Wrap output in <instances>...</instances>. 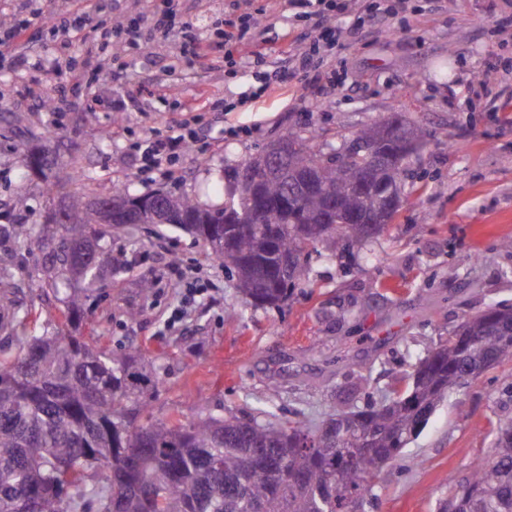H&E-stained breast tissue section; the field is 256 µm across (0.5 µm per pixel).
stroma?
<instances>
[{
  "instance_id": "stroma-1",
  "label": "stroma",
  "mask_w": 512,
  "mask_h": 512,
  "mask_svg": "<svg viewBox=\"0 0 512 512\" xmlns=\"http://www.w3.org/2000/svg\"><path fill=\"white\" fill-rule=\"evenodd\" d=\"M276 2L253 0L265 14L229 61L212 0H181L184 19L209 34L208 58L178 61L179 38L157 39L121 56L124 79L114 85H86L113 60L109 31L124 20L147 22L159 0H119L92 15L70 65L32 72L0 59V224L46 223L62 194L21 165L36 137L59 163L89 172L98 196L121 183L211 205L229 198L227 171L288 131H317L327 153L395 114L424 131L395 221L366 244L309 253L305 282L277 307L244 305L235 279L182 229L113 227L112 274L88 298L77 333L139 353L159 379L152 408L160 418L272 410L316 426L334 410L390 397L465 317L512 306V251L500 246L512 239V0H346L333 45L303 17L275 19ZM287 27L333 89L321 93L292 72L281 91L252 99L265 68L251 51L275 60ZM224 100L236 105L231 116L209 108ZM189 102L199 107L205 149L175 160L177 177L141 171L130 143L166 133ZM4 258L18 287L11 295L0 289V326L18 305L29 310V334L60 325L59 303L34 299L28 287L40 250L16 254L1 243ZM154 278L160 288L144 294L143 281ZM192 286L201 296L170 323ZM509 421L512 362L451 391L379 473L362 512H437Z\"/></svg>"
}]
</instances>
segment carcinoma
<instances>
[{
    "instance_id": "cac0c4a2",
    "label": "carcinoma",
    "mask_w": 512,
    "mask_h": 512,
    "mask_svg": "<svg viewBox=\"0 0 512 512\" xmlns=\"http://www.w3.org/2000/svg\"><path fill=\"white\" fill-rule=\"evenodd\" d=\"M291 161L312 168L317 192L289 189L286 178H263V153L234 173L237 199L213 208L182 194H167L166 222H195L193 234L235 277L242 301L254 307L283 302L304 281L299 263L280 272L281 257L337 240L367 242L383 224L318 223L332 200L343 211L369 212L375 193L356 190V160L327 154L310 131L284 136ZM32 171H54L66 186L87 182L78 168L50 159L44 150L25 156ZM408 157L394 155L383 170L385 185L402 203ZM247 169L258 183L242 177ZM154 192L116 187L107 198L81 188L66 195L47 231L39 224H1L0 239L20 249L35 244L44 261L31 281L51 289L66 323L79 319L89 292L112 271L110 225L95 222L85 203L119 205L112 218L155 224ZM262 223L242 224L256 200ZM13 336L17 352L0 349V512H83L97 498L99 512H351L353 498L372 495L379 472L396 460L427 424L448 392L495 363L512 361V307L494 305L465 318L448 339L419 360L405 389L380 405L336 410L311 429L273 412L245 419L233 414L196 421L155 418L151 399L131 397L151 379L131 356L116 355L62 327L49 336L27 333V317ZM360 448L354 461L343 449ZM512 512V422L498 426L494 448L469 477L439 500L438 512Z\"/></svg>"
}]
</instances>
